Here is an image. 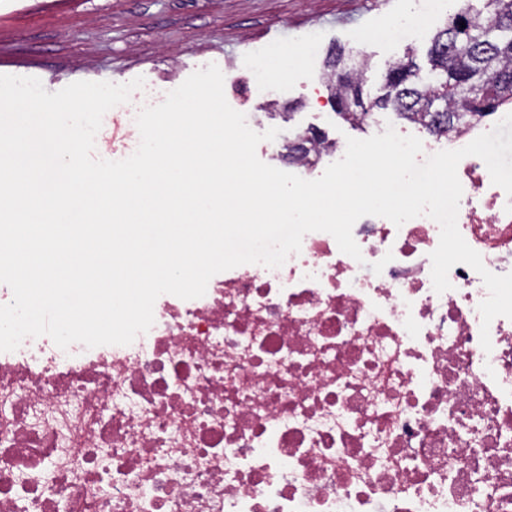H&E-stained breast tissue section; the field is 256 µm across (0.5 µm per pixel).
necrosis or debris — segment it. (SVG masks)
Returning <instances> with one entry per match:
<instances>
[{"mask_svg":"<svg viewBox=\"0 0 512 512\" xmlns=\"http://www.w3.org/2000/svg\"><path fill=\"white\" fill-rule=\"evenodd\" d=\"M150 93L112 115V157ZM457 226L512 273V214L463 158ZM363 258L307 233L171 294L128 345L0 352V512H512V319L480 343V275L436 293L426 216L354 225Z\"/></svg>","mask_w":512,"mask_h":512,"instance_id":"necrosis-or-debris-1","label":"necrosis or debris"}]
</instances>
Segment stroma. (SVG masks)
Listing matches in <instances>:
<instances>
[{
    "label": "stroma",
    "instance_id": "35a3bbf8",
    "mask_svg": "<svg viewBox=\"0 0 512 512\" xmlns=\"http://www.w3.org/2000/svg\"><path fill=\"white\" fill-rule=\"evenodd\" d=\"M410 0H0V74L39 78L48 92L75 81L126 83L144 77L146 87L166 79L182 83L194 71L245 59L265 66L271 43L301 46L319 40L314 57L288 73L272 75V105L256 104L265 128L284 136L315 128L327 139H366L375 125L357 128L331 103L325 59L336 46L366 53L364 89L377 93L389 64L412 56L429 73L434 35L460 0L440 9L412 38L393 41L387 30Z\"/></svg>",
    "mask_w": 512,
    "mask_h": 512
}]
</instances>
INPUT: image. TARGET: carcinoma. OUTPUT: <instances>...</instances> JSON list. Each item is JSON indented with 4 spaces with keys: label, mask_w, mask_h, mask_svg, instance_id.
I'll list each match as a JSON object with an SVG mask.
<instances>
[{
    "label": "carcinoma",
    "mask_w": 512,
    "mask_h": 512,
    "mask_svg": "<svg viewBox=\"0 0 512 512\" xmlns=\"http://www.w3.org/2000/svg\"><path fill=\"white\" fill-rule=\"evenodd\" d=\"M431 74L422 76L412 58L394 61L380 94L363 92L367 59L355 60L341 48L326 58L333 105L345 120L361 125L374 110L393 108L410 124H421L437 136L455 132L467 117L484 119L512 102V0H484V7L468 6L448 19L429 49ZM345 79H335L336 69ZM324 143L315 133L288 148L295 159Z\"/></svg>",
    "instance_id": "1"
}]
</instances>
